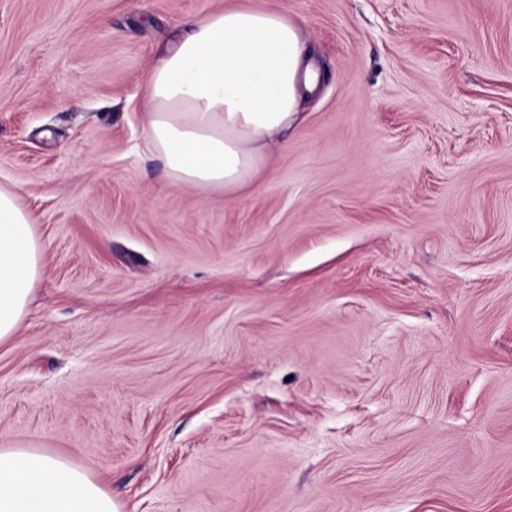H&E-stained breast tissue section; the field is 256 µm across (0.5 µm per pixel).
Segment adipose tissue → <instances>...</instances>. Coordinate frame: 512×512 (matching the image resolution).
Here are the masks:
<instances>
[{
    "label": "adipose tissue",
    "mask_w": 512,
    "mask_h": 512,
    "mask_svg": "<svg viewBox=\"0 0 512 512\" xmlns=\"http://www.w3.org/2000/svg\"><path fill=\"white\" fill-rule=\"evenodd\" d=\"M319 73L282 11L228 7L191 21L143 81L147 147L170 183L236 198L266 170ZM44 273L29 213L0 187V341L14 336ZM0 512H119L111 494L64 456L0 448Z\"/></svg>",
    "instance_id": "1"
}]
</instances>
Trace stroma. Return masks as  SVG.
Masks as SVG:
<instances>
[{"instance_id": "35a3bbf8", "label": "stroma", "mask_w": 512, "mask_h": 512, "mask_svg": "<svg viewBox=\"0 0 512 512\" xmlns=\"http://www.w3.org/2000/svg\"><path fill=\"white\" fill-rule=\"evenodd\" d=\"M288 13L318 93L234 200L145 147L158 46ZM44 274L0 445L119 512H512V0H0Z\"/></svg>"}]
</instances>
